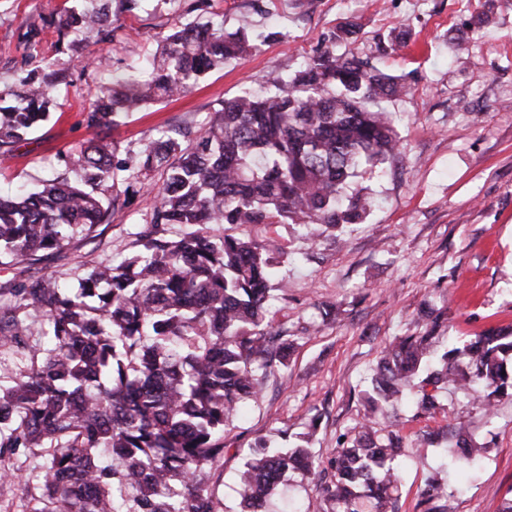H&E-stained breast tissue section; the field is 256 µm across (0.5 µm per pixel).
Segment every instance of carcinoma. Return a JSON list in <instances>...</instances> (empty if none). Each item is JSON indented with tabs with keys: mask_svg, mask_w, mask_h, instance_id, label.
Here are the masks:
<instances>
[{
	"mask_svg": "<svg viewBox=\"0 0 512 512\" xmlns=\"http://www.w3.org/2000/svg\"><path fill=\"white\" fill-rule=\"evenodd\" d=\"M112 1L118 13L139 2L65 7L21 34L23 89L0 91V152L27 140L48 119L54 90L70 82L68 70L37 64L45 32L75 47L110 40ZM255 49L244 28L177 23L160 37L148 77L124 73L100 87L86 126H116ZM271 84L266 96L224 100L193 139L168 128L135 152L91 140L60 154L64 174L0 198V265H14L62 253L75 234L90 236L156 193L140 249L124 263L103 260L75 286L51 274L0 286L9 296L0 303V348L24 359L0 380V480L23 481L13 457L47 450L38 512H215L205 475L224 458V426L257 400L258 375L286 364L293 347L266 321L278 270L256 232L299 224L318 237L322 228L361 222L372 199L351 182L399 150L389 113L371 105L411 90L402 77L329 47ZM157 171L166 175L159 185ZM212 224L224 234H212ZM426 318L425 332L385 347L363 422L327 462L333 481L325 494L336 512H395L405 448L398 433L375 428L380 405L410 399L429 413L450 384L472 392L487 413L493 399H512L511 332L470 338L460 367L456 348L431 351L442 312ZM481 452L460 427L443 468L472 469ZM319 467L307 445L255 441L238 483L242 512H262L288 471ZM418 508L449 512L441 472L421 489Z\"/></svg>",
	"mask_w": 512,
	"mask_h": 512,
	"instance_id": "1",
	"label": "carcinoma"
}]
</instances>
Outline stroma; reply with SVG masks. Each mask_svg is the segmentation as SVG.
I'll list each match as a JSON object with an SVG mask.
<instances>
[{
    "mask_svg": "<svg viewBox=\"0 0 512 512\" xmlns=\"http://www.w3.org/2000/svg\"><path fill=\"white\" fill-rule=\"evenodd\" d=\"M484 2L212 0L225 29L245 24L277 33V40L208 73L190 93L130 113L108 129L109 139L130 149L171 126L197 130L224 100L245 90L265 93L272 76L299 70L324 43L337 56L367 58L387 73L411 77L409 96L383 104L394 115L398 154L383 171L353 182L375 198L364 222L327 232L315 245L292 224L273 225L265 235L275 244L271 256L284 284L266 316L295 345L285 366L261 378L259 400L224 429V458L205 479L217 512H237L236 477L257 437L292 444L314 421L311 446L331 457L342 434L363 417L360 392L383 348L421 326L429 308L443 309L446 335L462 341L490 328L512 330V0H494L490 22L468 28ZM183 3L142 0L136 14L114 17L115 39L90 45V67L75 73L73 85L56 88L52 120L11 155H0L1 194L56 177L58 153L94 138L84 108L113 74L140 67ZM65 4L0 0V89L19 87L20 32ZM349 20L359 23V33L333 41ZM402 25L408 43L378 54L377 43L390 42ZM153 208V198H142L92 236H76L60 257L24 269L0 266V284L23 272L74 283L96 262L121 263L136 252ZM439 401L429 415L406 404L377 414V428L399 431L408 452L398 512H420L419 492L441 449L454 446L459 423L486 451L475 470L449 475L455 510L501 512L512 499V402L497 403L488 418L455 388ZM323 485L314 476L289 474L267 510L283 512L292 499L331 512Z\"/></svg>",
    "mask_w": 512,
    "mask_h": 512,
    "instance_id": "stroma-1",
    "label": "stroma"
}]
</instances>
